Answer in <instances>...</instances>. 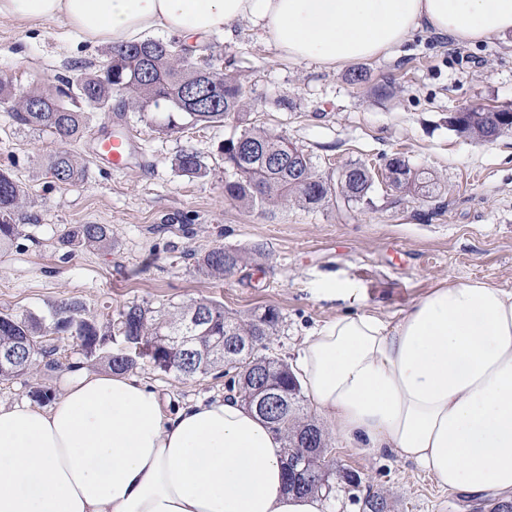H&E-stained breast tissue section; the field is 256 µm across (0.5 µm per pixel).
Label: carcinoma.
<instances>
[{
    "mask_svg": "<svg viewBox=\"0 0 512 512\" xmlns=\"http://www.w3.org/2000/svg\"><path fill=\"white\" fill-rule=\"evenodd\" d=\"M121 92L122 106L146 112L160 104L182 114L193 124L244 121L250 106V89L240 79L202 66L188 54V45L175 41L146 39L112 49L107 64L95 72L83 73L75 79L57 77L54 89L34 84L17 89L6 78H0V103L8 105L15 124L50 131L58 149L50 156L48 168L61 184L81 178L78 164L69 146L81 139L88 126L87 109L112 107L114 91ZM469 120L460 133L483 140L490 135L482 109H468ZM224 169L231 177L224 180V198L263 210L286 206L292 201L309 207L325 206L337 198L343 207L369 200L376 182V172L364 163H350L336 174L323 176L315 171L312 158L293 146L284 136L264 128L244 126L236 137L224 141L221 148ZM178 169L190 176H202L207 167L198 153L185 149L177 158ZM386 171L394 174V189L405 193L428 195L433 190L430 172L413 168L400 156L389 158ZM26 194L19 182L5 169L0 170V250L11 245L20 234L22 208ZM112 241V229L106 224H80L68 231L60 245L68 248L105 247ZM244 262L237 250L215 247L197 258L200 270L209 278L222 280ZM203 321L194 332L193 344L207 347L218 337L227 345V362H204L184 354L171 337L178 335L179 314L169 318L152 314L140 304L128 305L107 325L82 316L77 301H62L46 315L18 317L0 313V350L19 341L25 349L15 367L0 370V379L8 380L36 369L40 362L56 354V349L43 343L42 337L56 334L76 340L89 361L100 358L104 346L115 350L107 353L108 367L127 372L140 359H148L165 373L185 377L206 374L224 364L235 372L239 399L247 402L253 395L256 373L262 380L291 396L282 410L263 415L271 431L284 440L285 473L288 489L312 493L330 484V474L322 471L328 435L314 424L305 410V399L299 381L288 363L276 357L258 354L260 346L275 335L280 314L273 307L244 320L224 310V304L206 301Z\"/></svg>",
    "mask_w": 512,
    "mask_h": 512,
    "instance_id": "carcinoma-1",
    "label": "carcinoma"
}]
</instances>
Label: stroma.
Returning <instances> with one entry per match:
<instances>
[{
  "instance_id": "1",
  "label": "stroma",
  "mask_w": 512,
  "mask_h": 512,
  "mask_svg": "<svg viewBox=\"0 0 512 512\" xmlns=\"http://www.w3.org/2000/svg\"><path fill=\"white\" fill-rule=\"evenodd\" d=\"M109 52L106 44H77L58 23L0 20V77L18 87L101 69ZM197 58L241 78L252 91L251 125L286 137L318 173L359 161L379 169L398 153L432 172V199L378 185L369 202L348 210L291 203L271 215L247 208L224 197L220 147L238 133L235 121L169 131L167 110L117 106L91 112L86 136L71 146L85 175L61 184L46 171L54 136L17 126L0 105V169H10L32 200L21 234L0 252V312L42 315L75 300L84 317L102 320L133 302L168 314L191 300H216L247 319L271 306L281 323L263 353L289 363L305 336L339 312L319 297L330 281L352 288V310L392 322L451 278L512 289V132L479 142L448 125L449 113L464 107L512 109L511 43L463 45L419 30L389 57L327 69L281 58L243 20L233 37L211 35ZM357 68L367 71L366 84L348 81ZM117 127L136 147L120 171L94 154L98 138ZM188 148L206 164L205 177L177 168ZM77 224L111 225V246L65 254L58 240ZM217 246L245 256L220 283L196 264ZM57 359L55 369L0 381V401L30 398L38 388L59 392L65 374L88 365L72 343ZM132 374L176 405L228 393L217 370L185 378L143 359ZM329 451L333 512H365V500L377 494L391 512H492L499 501L493 493L441 489L389 452L348 448L335 437ZM349 471L359 477L352 487L343 480Z\"/></svg>"
}]
</instances>
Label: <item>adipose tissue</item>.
Masks as SVG:
<instances>
[{
    "label": "adipose tissue",
    "mask_w": 512,
    "mask_h": 512,
    "mask_svg": "<svg viewBox=\"0 0 512 512\" xmlns=\"http://www.w3.org/2000/svg\"><path fill=\"white\" fill-rule=\"evenodd\" d=\"M63 23L114 47L162 30L200 44L248 20L285 59L327 68L427 30L512 36V0H0V20ZM350 448L391 452L442 487L512 493V291L448 282L397 322L342 313L294 359ZM50 407L0 402V512H329L287 486L283 442L236 397L165 404L121 372L68 375Z\"/></svg>",
    "instance_id": "obj_1"
}]
</instances>
